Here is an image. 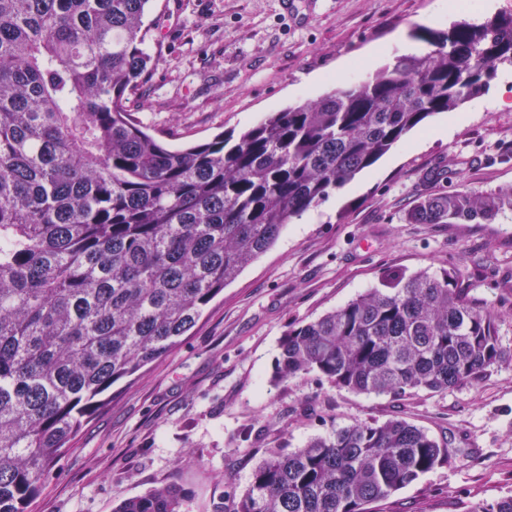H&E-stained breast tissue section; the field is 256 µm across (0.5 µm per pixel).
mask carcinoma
I'll return each instance as SVG.
<instances>
[{
  "label": "carcinoma",
  "mask_w": 512,
  "mask_h": 512,
  "mask_svg": "<svg viewBox=\"0 0 512 512\" xmlns=\"http://www.w3.org/2000/svg\"><path fill=\"white\" fill-rule=\"evenodd\" d=\"M153 0H0V512H27L113 384L177 347L295 217L428 118L512 67V13L425 26L431 50L175 148L129 112L147 83ZM512 188L420 197L410 224H492ZM460 268L383 275L289 327L273 382L358 394L473 387L505 361L500 315ZM452 457L409 421H356L271 451L233 512H370ZM169 486L112 512H183ZM464 512H512V495Z\"/></svg>",
  "instance_id": "cac0c4a2"
}]
</instances>
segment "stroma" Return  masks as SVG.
<instances>
[{"label": "stroma", "instance_id": "35a3bbf8", "mask_svg": "<svg viewBox=\"0 0 512 512\" xmlns=\"http://www.w3.org/2000/svg\"><path fill=\"white\" fill-rule=\"evenodd\" d=\"M155 0L149 79L130 110L175 145L240 134L268 113L358 82L404 53L414 26L489 19L512 0ZM382 47L384 55L371 51ZM512 186V68L432 116L369 170L286 225L205 309L172 351L114 385L41 482L28 512H112L165 485L185 512L232 504L272 448L336 426L402 417L451 441L457 457L372 512H462L512 494V362L473 387L401 399L355 394L303 375L273 384L289 326L347 304L387 273L464 267L470 295L500 313L512 352V212L492 224H411L429 193Z\"/></svg>", "mask_w": 512, "mask_h": 512}]
</instances>
